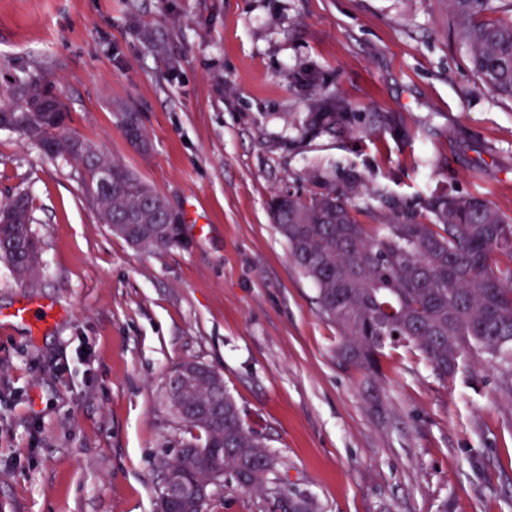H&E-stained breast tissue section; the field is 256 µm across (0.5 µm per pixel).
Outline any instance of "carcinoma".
I'll use <instances>...</instances> for the list:
<instances>
[{"instance_id": "cac0c4a2", "label": "carcinoma", "mask_w": 512, "mask_h": 512, "mask_svg": "<svg viewBox=\"0 0 512 512\" xmlns=\"http://www.w3.org/2000/svg\"><path fill=\"white\" fill-rule=\"evenodd\" d=\"M495 0H445L457 36L471 49L473 70L497 95L512 99V3L506 18L484 19ZM306 100L295 149L319 134L336 135L383 127L401 136L407 131L389 113L349 111V104L306 70L294 77ZM69 113L55 87L37 76L0 85V130L16 133L52 161H75L82 169L88 203L107 224L135 217L140 224H163L164 234L137 242L143 249L183 247L163 199L136 173L96 152L68 128ZM112 171L105 181L102 170ZM305 193L274 195L271 214L289 255L317 290L321 313L336 324L339 363L366 373L373 382L387 348L416 350L445 381L466 359L500 363L499 387L512 396V218L474 196L431 194L414 201L379 194L380 224L374 232L356 216L355 197L362 176L309 175ZM14 227L0 228V257L19 277L35 271L40 240L27 231L23 249L13 246ZM215 402L224 420L206 422L198 405ZM174 417L199 431L181 441L171 460L161 458V473L180 470L189 483L228 471V483L264 491L275 462L263 438L248 429L229 393L217 395L201 383L184 393ZM279 496L286 512H318L303 494Z\"/></svg>"}]
</instances>
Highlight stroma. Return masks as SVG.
Returning <instances> with one entry per match:
<instances>
[{
    "label": "stroma",
    "instance_id": "35a3bbf8",
    "mask_svg": "<svg viewBox=\"0 0 512 512\" xmlns=\"http://www.w3.org/2000/svg\"><path fill=\"white\" fill-rule=\"evenodd\" d=\"M443 0H0V84L52 83L73 131L184 219L187 247L144 251L103 224L76 163L0 131V199H32L42 254L0 259V314L40 298L58 318L0 325V512H155L159 457L187 427L164 382L194 359L224 375L275 458L263 494L216 488L214 512H268L291 490L321 512H512V398L498 369L440 381L387 349L370 399L291 261L268 202L315 171L371 192L478 196L512 217V100L483 86ZM315 69L355 112H392L402 140L363 130L292 150ZM136 113L135 149L118 121Z\"/></svg>",
    "mask_w": 512,
    "mask_h": 512
}]
</instances>
